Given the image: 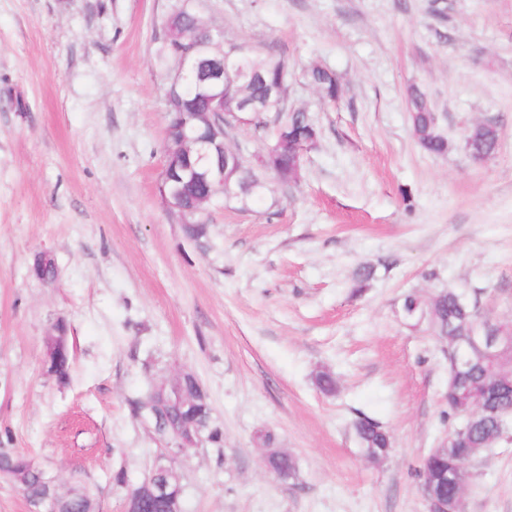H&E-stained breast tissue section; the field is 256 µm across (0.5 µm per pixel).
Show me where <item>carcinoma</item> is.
Here are the masks:
<instances>
[{
    "label": "carcinoma",
    "instance_id": "cac0c4a2",
    "mask_svg": "<svg viewBox=\"0 0 512 512\" xmlns=\"http://www.w3.org/2000/svg\"><path fill=\"white\" fill-rule=\"evenodd\" d=\"M186 31L197 45L216 43L220 35L201 24L192 10L172 12L167 18L165 33ZM231 63L245 69L255 68L264 77V81L240 84V95L251 102L254 107L251 129L256 139L274 144L277 141L275 130L283 123L290 126L291 131L306 137L314 126L307 114L302 110H294L288 115L285 104L276 101L272 87L288 64L282 58L259 60L253 55H234ZM310 81L320 87L328 97H338L340 85L333 73L321 68H314L309 74ZM207 87L204 61H199L189 69L182 82V112H208L210 105L204 95ZM409 110L414 135L421 147L428 153L440 155L448 151V140L436 130V118L428 99L413 92L410 96ZM465 145L473 156L490 157L499 146L497 125L493 122L478 124L467 130ZM254 184L248 197L247 205H260L266 199V184L256 174L247 172ZM175 176L182 177L174 185L181 191L184 203L192 206L209 191L206 183L199 179H190L179 172ZM402 308L416 309V313L425 314L433 335L438 337L443 348L451 349L461 342L468 325L478 316L477 309L466 305L462 294L454 291H441L430 300L425 301L416 294L404 297ZM48 371L63 382L69 376L70 352L61 355L53 354L47 360ZM494 372L502 377L500 384L488 393L489 408L499 413L512 408V356L504 353L483 362L473 361L464 371L462 381L479 389L483 386L488 373ZM136 411L153 421L155 433L175 437L187 430L195 431L205 441L219 445L223 441V430L215 424L209 396L202 389L199 380L187 373L183 382L176 381L164 386L150 383L144 395L136 402ZM471 412L469 405L455 396V388L448 387V415L465 420ZM355 434L368 459L381 461L385 458V448L391 444L390 433L379 423L361 418L355 423ZM503 428L491 413L476 419L469 427L462 425L448 432L452 441L446 448H436L424 459L419 470L421 481L429 482L436 489L448 495V500L463 499L465 490L471 481V473L463 467L466 459H474L483 449L492 447L502 437ZM264 466L273 475L281 479H289L296 475V463L289 454L273 453L264 460ZM42 467L31 457L21 453L0 454V475L15 482L23 491L27 500H37L44 504V512H94V495L86 485L78 486L77 495L56 497L41 479ZM157 479L168 485L169 494L183 492L182 476L176 465L158 473Z\"/></svg>",
    "mask_w": 512,
    "mask_h": 512
}]
</instances>
